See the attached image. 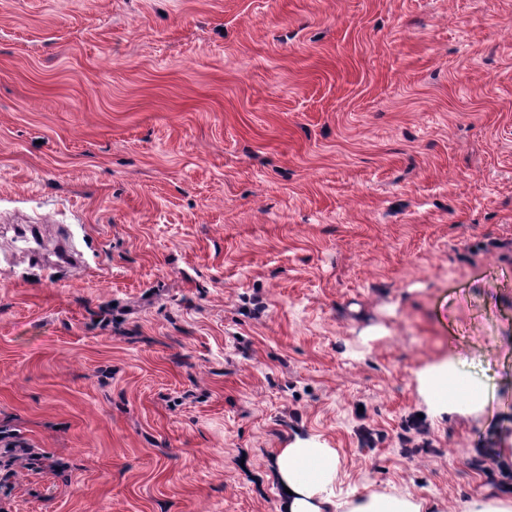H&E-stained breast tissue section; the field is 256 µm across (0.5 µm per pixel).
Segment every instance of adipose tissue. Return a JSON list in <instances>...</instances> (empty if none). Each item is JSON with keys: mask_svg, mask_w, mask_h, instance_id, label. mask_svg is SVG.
Returning a JSON list of instances; mask_svg holds the SVG:
<instances>
[{"mask_svg": "<svg viewBox=\"0 0 512 512\" xmlns=\"http://www.w3.org/2000/svg\"><path fill=\"white\" fill-rule=\"evenodd\" d=\"M419 393L431 416L470 415L482 408V395L462 376L454 357L430 364L417 374ZM276 465L290 494L285 512H422L413 498L374 492L355 501L336 503L332 485L340 468L335 449L298 438L281 449Z\"/></svg>", "mask_w": 512, "mask_h": 512, "instance_id": "ef3b65f1", "label": "adipose tissue"}]
</instances>
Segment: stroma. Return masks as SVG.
Wrapping results in <instances>:
<instances>
[{"instance_id": "stroma-1", "label": "stroma", "mask_w": 512, "mask_h": 512, "mask_svg": "<svg viewBox=\"0 0 512 512\" xmlns=\"http://www.w3.org/2000/svg\"><path fill=\"white\" fill-rule=\"evenodd\" d=\"M509 417L512 0H0L6 512H463ZM419 393L433 417L470 415L482 408V395L462 376L452 355L432 363L417 374ZM18 438V434H17V430L15 429H10L9 427L7 426H1L0 427V443H1V447H2V443L4 442V449L5 451L2 452V448H1V451H0V455H1V467H7V466H10L11 463L13 462L14 458L16 457L14 455L15 452H20V451H25L26 448H28L29 446L21 441V440H17ZM10 439H16V440H10ZM2 454H5L2 456ZM5 456H8V460L6 461V464H4V462L2 461V458L5 457ZM276 465L287 493L283 512H422L411 497L373 492L356 501L336 504L332 485L340 468L334 448L314 439L296 438L282 448Z\"/></svg>"}]
</instances>
